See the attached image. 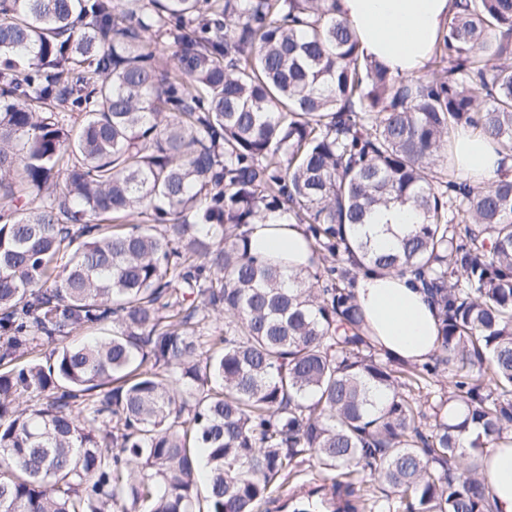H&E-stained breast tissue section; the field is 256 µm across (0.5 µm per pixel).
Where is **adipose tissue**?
Returning <instances> with one entry per match:
<instances>
[{
	"label": "adipose tissue",
	"instance_id": "1",
	"mask_svg": "<svg viewBox=\"0 0 512 512\" xmlns=\"http://www.w3.org/2000/svg\"><path fill=\"white\" fill-rule=\"evenodd\" d=\"M337 16L355 30L362 56L383 63L391 74L406 75L427 63L446 30L453 0H335ZM457 167L465 180L489 182L512 177V157L475 128L452 137ZM417 222L406 207L378 210L361 231L375 248L391 250ZM254 254L280 251L294 270L310 265L311 250L298 224H256L250 235ZM355 295L366 332L383 352L413 363L427 361L437 349L438 320L415 280L384 270L360 273ZM486 494L494 512H512V440L503 439L484 455Z\"/></svg>",
	"mask_w": 512,
	"mask_h": 512
}]
</instances>
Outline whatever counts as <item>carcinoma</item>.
<instances>
[{
    "label": "carcinoma",
    "mask_w": 512,
    "mask_h": 512,
    "mask_svg": "<svg viewBox=\"0 0 512 512\" xmlns=\"http://www.w3.org/2000/svg\"><path fill=\"white\" fill-rule=\"evenodd\" d=\"M457 6L423 78L360 56L329 0H0V512H257L306 459L327 480L291 512H367V469L405 512H491L512 179L443 169L461 126L512 152V0ZM390 204L420 222L381 253L353 230ZM271 219L315 271L252 254ZM365 269L422 284L429 361L364 335Z\"/></svg>",
    "instance_id": "cac0c4a2"
}]
</instances>
